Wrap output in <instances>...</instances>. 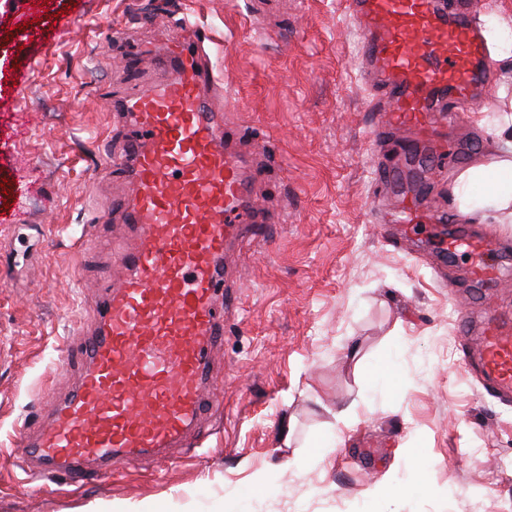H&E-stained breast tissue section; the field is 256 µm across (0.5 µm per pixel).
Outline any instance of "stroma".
Here are the masks:
<instances>
[{
  "mask_svg": "<svg viewBox=\"0 0 512 512\" xmlns=\"http://www.w3.org/2000/svg\"><path fill=\"white\" fill-rule=\"evenodd\" d=\"M187 11L213 37L216 109L269 140L253 186L268 221L224 259L237 296L213 371L224 405L169 462L80 487L34 479L16 429L76 381L60 349L93 326L97 285L118 271L104 243L127 234L112 209L127 186L110 172L130 135L113 113L122 68L155 66L166 22ZM1 34L0 512H512V398L485 391L456 324L478 289L431 225L397 223V193L375 184L374 164L399 152H373L374 92L345 0H13ZM492 66L488 97L459 105L457 161L431 175L428 203L496 238L512 264V224L472 220L452 195L498 155L512 59ZM388 360L399 389L368 384ZM351 406L358 421L339 430ZM336 430L338 450L307 458ZM414 447L423 469L405 457Z\"/></svg>",
  "mask_w": 512,
  "mask_h": 512,
  "instance_id": "stroma-1",
  "label": "stroma"
}]
</instances>
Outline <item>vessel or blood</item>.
Segmentation results:
<instances>
[{"mask_svg":"<svg viewBox=\"0 0 512 512\" xmlns=\"http://www.w3.org/2000/svg\"><path fill=\"white\" fill-rule=\"evenodd\" d=\"M346 9L378 90L377 129L409 132L416 155L445 169L451 104L492 84L474 17L447 0H347ZM181 30L161 57L162 79L116 106L135 131L120 162L134 244L118 253L121 275L107 285L93 329L68 348L82 366L79 384L54 403L46 426L25 434L23 464L42 477L82 484L96 467L165 460L204 410L222 406L210 388L212 363L224 340L225 248L256 219L253 168L238 146L251 133L218 120L210 39L186 19ZM419 206L418 196L404 197L402 223H448L446 213ZM439 246L471 256L477 284L512 283L505 264L483 260L498 250L493 238L452 230ZM457 325L474 337L483 381L511 393L512 320L463 309Z\"/></svg>","mask_w":512,"mask_h":512,"instance_id":"b4317fda","label":"vessel or blood"}]
</instances>
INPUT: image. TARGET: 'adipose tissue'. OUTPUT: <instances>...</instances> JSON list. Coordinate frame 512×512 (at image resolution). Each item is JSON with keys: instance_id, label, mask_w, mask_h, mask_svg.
I'll return each mask as SVG.
<instances>
[{"instance_id": "1", "label": "adipose tissue", "mask_w": 512, "mask_h": 512, "mask_svg": "<svg viewBox=\"0 0 512 512\" xmlns=\"http://www.w3.org/2000/svg\"><path fill=\"white\" fill-rule=\"evenodd\" d=\"M495 125L499 156L489 165L463 171L455 180L453 195L460 209L479 219L495 214L500 223H512V98L503 101Z\"/></svg>"}]
</instances>
